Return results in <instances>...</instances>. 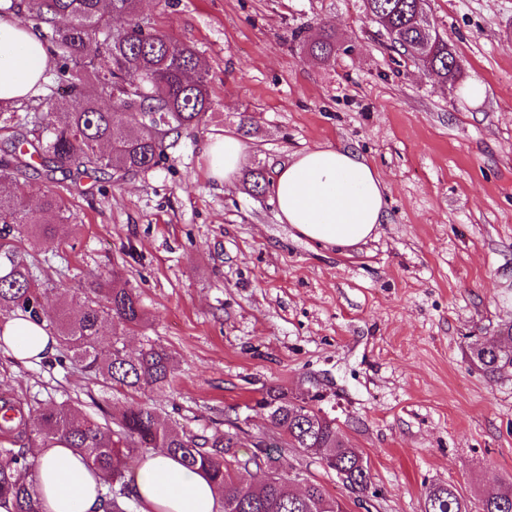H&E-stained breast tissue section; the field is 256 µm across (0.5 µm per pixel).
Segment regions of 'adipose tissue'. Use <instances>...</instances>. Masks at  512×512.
<instances>
[{"label": "adipose tissue", "mask_w": 512, "mask_h": 512, "mask_svg": "<svg viewBox=\"0 0 512 512\" xmlns=\"http://www.w3.org/2000/svg\"><path fill=\"white\" fill-rule=\"evenodd\" d=\"M48 53L40 33L16 15H0V102L37 95ZM237 137L214 139L206 148L209 177L232 184L245 157ZM278 218L297 235L321 247L348 248L376 235L387 202L379 172L357 151L320 145L276 167L270 182ZM0 339L16 360L54 354L56 340L22 313L0 326ZM33 477L45 512H98L99 481L72 449L44 446L33 454ZM139 512H220L221 499L208 479L163 450L147 453L130 475Z\"/></svg>", "instance_id": "ef3b65f1"}]
</instances>
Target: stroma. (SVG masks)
I'll return each mask as SVG.
<instances>
[{
	"mask_svg": "<svg viewBox=\"0 0 512 512\" xmlns=\"http://www.w3.org/2000/svg\"><path fill=\"white\" fill-rule=\"evenodd\" d=\"M456 49L461 77L440 87L387 37L362 0H142L140 14L198 52L212 108L171 137L151 171L98 184L31 176L30 206L56 189L80 230L42 248L38 274L56 306L118 274L146 312L124 342L150 340L178 362L174 395L142 392L189 428L246 418L260 400L321 393V408L367 460L358 505L319 451L289 452L348 512H424V489L478 500L512 490V376L489 377L472 344L512 324V0H426ZM330 24L341 49L323 66L292 33ZM247 147L227 186L208 177L210 137ZM341 144L385 183L375 239L346 251L294 238L270 193L247 175L293 153ZM78 401L101 415L126 395L56 358L22 363L0 346V394Z\"/></svg>",
	"mask_w": 512,
	"mask_h": 512,
	"instance_id": "1",
	"label": "stroma"
}]
</instances>
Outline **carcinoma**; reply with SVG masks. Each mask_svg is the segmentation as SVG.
I'll return each instance as SVG.
<instances>
[{
    "mask_svg": "<svg viewBox=\"0 0 512 512\" xmlns=\"http://www.w3.org/2000/svg\"><path fill=\"white\" fill-rule=\"evenodd\" d=\"M368 16L391 30L388 48L412 58L435 80L460 79L456 53L434 24L420 18L419 0H362ZM25 21L39 29L55 65L48 69L47 95L0 106V315L20 311L53 331L63 358L114 391L137 393L173 388L177 362L172 353L148 342L134 355L119 335L101 343L103 327L124 331L142 327L139 296L112 278L88 285L71 309L50 310L52 289L42 284L29 262L26 242L36 249L60 241L68 223L61 195L48 192L40 206L27 207V170L52 180L56 174L100 180L146 173L166 160L167 139L199 126L211 109L207 74L197 52L158 31L138 16L139 0H26ZM300 49L321 64L336 60L339 46L330 28L308 37L294 31ZM83 98L78 110L59 104L58 96ZM473 363L495 377L512 369V326L491 344L472 350ZM318 393L288 400L269 389L261 399L272 433L254 438L242 453L247 431L239 418L224 416V427L188 430L147 401H131L104 421L82 413L71 401L36 406L0 396V500L13 512H43L26 445H62L81 455L98 472L103 512H133L137 499L127 480L151 448H161L185 466L206 475L221 497L223 512H342L343 503L320 484L302 480L285 450L316 449L338 480L361 498L371 486L368 463L350 448L317 402ZM264 467L274 474L255 485L236 473ZM425 512H470L471 504L452 484L425 489ZM480 512H512V496L495 487L481 492Z\"/></svg>",
    "mask_w": 512,
    "mask_h": 512,
    "instance_id": "1",
    "label": "carcinoma"
}]
</instances>
